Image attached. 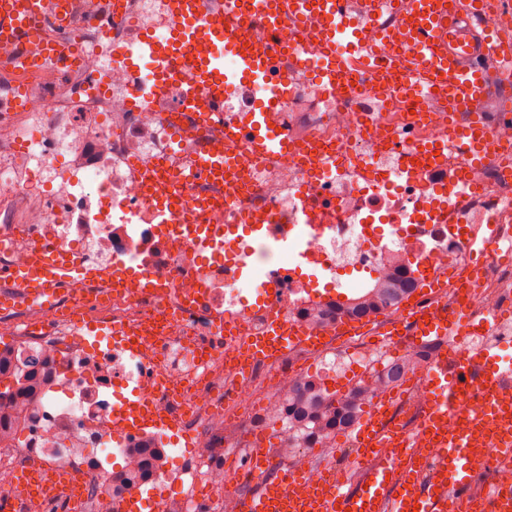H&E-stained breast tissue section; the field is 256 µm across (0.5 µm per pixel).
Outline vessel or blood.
Listing matches in <instances>:
<instances>
[{"label": "vessel or blood", "instance_id": "vessel-or-blood-1", "mask_svg": "<svg viewBox=\"0 0 512 512\" xmlns=\"http://www.w3.org/2000/svg\"><path fill=\"white\" fill-rule=\"evenodd\" d=\"M169 23L166 31L151 34L135 51L136 56L150 60L146 80L133 91L134 106L144 112L153 108L154 86L174 79L195 42L209 45L207 54L196 58L199 75L197 86L182 93L183 106L195 111L198 102L209 91L216 98L208 112L224 109L222 91L225 84L246 79L263 94L282 101L280 78L276 75L270 50H245L234 32L225 28L224 13L239 12V0H165ZM249 11L261 14L269 26L282 30L285 23L296 25L316 18L324 32L323 54L319 74L328 82H336L347 73L353 59L377 62L379 53L388 47L402 46L411 51L415 63L411 69L413 89H430L447 83L448 109L471 118L460 128H450L448 143L463 153L462 166L470 168L489 148L482 114L491 103L500 111L512 110L507 94L497 79V61L501 47L488 32L471 29L468 17L479 7V0H413L410 19L397 28L378 27V19L393 6V0H247ZM62 17L59 0H0V48L8 50L29 38L35 28L52 30L53 36L40 40L34 54L21 58L29 67L40 63L65 68L73 64L77 50L68 33L58 28ZM348 40L350 56L337 55L339 41ZM232 137L247 138L258 153L271 154L287 149L286 141L274 131H260L258 124L235 128ZM225 166L223 151L199 158L189 172L171 177L166 187L151 192L150 198L163 223H174L173 211L177 194L190 181ZM458 174L461 193L471 185L465 174ZM87 272L74 261L47 253L41 248L30 251L28 262L13 274L16 293L33 300L51 301L57 288L78 285ZM458 318L435 311L430 318H417L412 334L416 341L436 340L446 349L427 373L425 381L433 394L427 432L439 449V460L428 466L409 434L382 426L386 405L373 403L355 440L360 470L358 484L345 489L343 484L321 478L316 493L303 498L294 486L304 481L302 474L292 471L286 482L266 485L261 492L248 497L241 512H512V491L488 489L482 504L466 495L472 483L468 462L475 450L474 441L502 448L498 459L501 467L512 470V398H503V387L512 383V369L503 367L497 355L482 350L471 352L448 346L456 335ZM469 386L483 393L480 407L460 415L456 400ZM383 448L395 449V456L380 458Z\"/></svg>", "mask_w": 512, "mask_h": 512}]
</instances>
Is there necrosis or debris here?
Listing matches in <instances>:
<instances>
[{
    "mask_svg": "<svg viewBox=\"0 0 512 512\" xmlns=\"http://www.w3.org/2000/svg\"><path fill=\"white\" fill-rule=\"evenodd\" d=\"M65 18L85 49L73 69L43 66L24 75L13 98L14 57L0 49V340L11 365L37 357L27 396L0 400V505L7 512H97L101 500L127 501L156 489L157 512H240L262 482L280 480L290 455L259 419L283 406L294 382L317 381L311 362L329 368L342 350L359 368L346 387L370 381L366 355L392 335L396 356L415 350L407 336L413 308H462L459 345L512 347V258L475 247L493 225L512 243V114L488 112L491 152L470 167L476 187L462 198L452 182L457 154L415 167L413 147L446 141L463 125L433 95L378 94L365 62L351 87L328 91L318 75L322 31L316 22L284 28L296 51L280 53L285 100L267 105L240 81L224 94L223 120L205 123L183 109L194 81L159 86L152 111L132 103L140 63L112 58L165 21L156 0H64ZM111 17L102 28L92 17ZM379 99V98H378ZM281 128L288 155L261 156L227 128L251 113ZM221 146L236 168L222 187L198 181L191 196L215 202L213 244L160 223L135 164L190 167ZM246 214L248 223L236 221ZM40 244L91 272L63 286L49 305L9 300V279ZM119 274L113 288L98 272ZM408 274L409 299L363 317L324 321L319 308L357 293L358 272ZM468 289L458 302V289ZM306 336L285 353L253 355L275 323ZM143 333L149 357L127 349L124 331ZM319 338L316 346L308 338ZM416 375L385 389V421L409 433L428 457L423 431L431 394ZM138 448L159 452L144 475L112 486V462ZM41 465L72 478L71 490L44 497L20 483Z\"/></svg>",
    "mask_w": 512,
    "mask_h": 512,
    "instance_id": "necrosis-or-debris-1",
    "label": "necrosis or debris"
}]
</instances>
